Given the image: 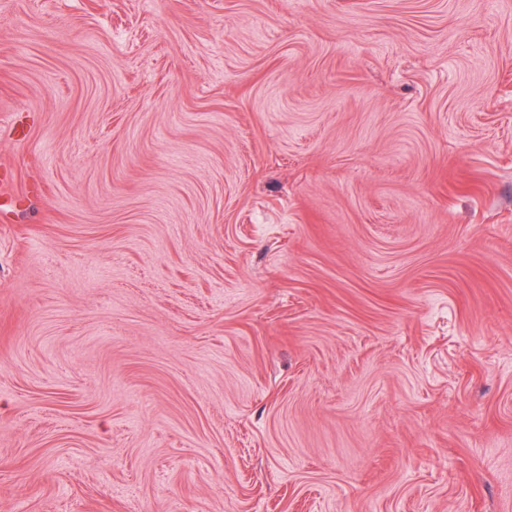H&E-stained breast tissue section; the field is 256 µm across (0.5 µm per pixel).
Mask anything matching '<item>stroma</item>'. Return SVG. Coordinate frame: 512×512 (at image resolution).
Masks as SVG:
<instances>
[{"mask_svg":"<svg viewBox=\"0 0 512 512\" xmlns=\"http://www.w3.org/2000/svg\"><path fill=\"white\" fill-rule=\"evenodd\" d=\"M0 512H512V0H0Z\"/></svg>","mask_w":512,"mask_h":512,"instance_id":"stroma-1","label":"stroma"}]
</instances>
